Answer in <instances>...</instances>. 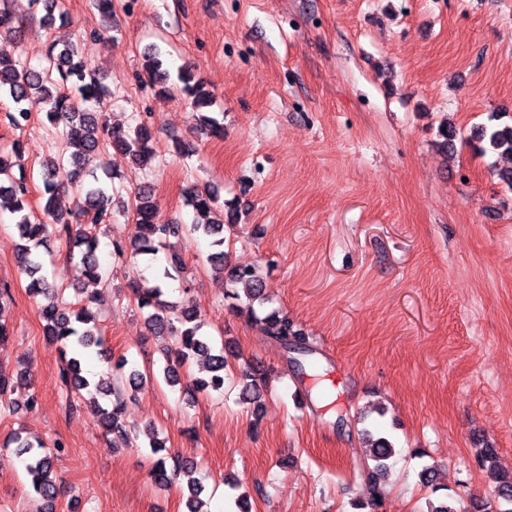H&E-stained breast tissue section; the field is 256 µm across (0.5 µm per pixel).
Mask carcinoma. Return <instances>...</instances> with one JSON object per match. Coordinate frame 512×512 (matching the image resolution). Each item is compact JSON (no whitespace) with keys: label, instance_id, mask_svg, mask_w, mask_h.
Listing matches in <instances>:
<instances>
[{"label":"carcinoma","instance_id":"cac0c4a2","mask_svg":"<svg viewBox=\"0 0 512 512\" xmlns=\"http://www.w3.org/2000/svg\"><path fill=\"white\" fill-rule=\"evenodd\" d=\"M42 6L43 27L49 28L55 22V12L62 8V0H32ZM21 34L15 25V17L7 2L0 3V88H8L9 96L16 104L9 114L12 126L22 129L31 114L43 113L45 120L60 135L61 150L55 157L42 162L43 204L41 216H33L30 210L29 186L23 167L19 174L12 173L15 163L4 153H0V214L8 212L16 216L15 226L21 241L17 252V262L30 282L27 290L30 294L43 299L40 315L44 321V334L47 341L58 347L60 353L69 356L65 379L77 392L82 390L91 395L94 409L101 417L106 433L112 435L115 446L133 447L138 435L121 421L120 389L102 382H92L81 375L80 359L91 350L103 351L104 339L96 325L91 301H86L76 310H67L58 305L55 294L58 288L42 273L38 248L52 235L66 237L69 246V258L79 259L84 273L93 282L106 281V270L98 257L96 228L112 219V190L110 172L95 163L104 144L129 156L132 163L145 169L156 158L153 134L149 127L140 122L126 130L108 128L103 120V110L112 90L87 61L82 58L77 47L69 42L59 45L52 42L42 58V63L29 66L14 58L9 50L11 37ZM171 74L164 66L160 53L155 48L144 53V63L140 81L161 92L172 90ZM177 81L180 91L192 98L193 113L199 129L208 138H224V124L216 116L202 112L213 103V95L204 89L201 81L195 78L192 70L183 67L178 71ZM478 142H487L489 149L512 155V123H501V116L490 113L487 123L478 127L474 134ZM71 187L76 189L75 212H65L57 206L59 193ZM187 205L199 215L208 216L224 209V202L210 187L190 186L186 189ZM133 231L132 250L125 254L122 246H115L113 255L117 259L138 255H156L160 248L172 238L186 235L209 237L212 245L219 251L209 257L215 270L223 274L229 285L226 297L234 301H245L249 310L254 304H263L262 278L255 267H230L224 260V220H208L197 224H165L159 221L151 204L149 189L141 188L135 193V202L131 207ZM171 277L164 270L163 278L154 283L144 282L133 286L132 294L140 309L147 311L146 324L159 335L172 338L168 354L171 364L164 369L166 383L171 386L180 384L176 367L185 366L197 357L207 359V376L194 380L198 390H208L219 395L224 394V379L227 362L224 348H217L211 339L200 332L197 312L183 310L174 312L172 305L163 299L166 283ZM262 333L280 343L284 348L304 349L307 338L302 330L296 328L286 316L271 312L259 320ZM248 383L243 388L242 400L255 403L261 396V385L254 373L244 371ZM14 454L24 463V470L33 492L45 503L51 504L60 495L53 469V449L44 442L26 440L19 436L12 439ZM371 460L374 466L367 468L365 480L369 485L376 484V477L386 468V461L393 454V445L386 437H378L371 442ZM497 450L485 447L479 453L481 465H489L490 473L496 483L495 496L497 507L488 501L473 499L469 512H512V475L502 474L494 469ZM188 470V463L179 456L172 457V466H167L164 457L153 463L152 477L155 482L168 484ZM188 512H205L201 494L204 488L194 482L187 486Z\"/></svg>","mask_w":512,"mask_h":512}]
</instances>
